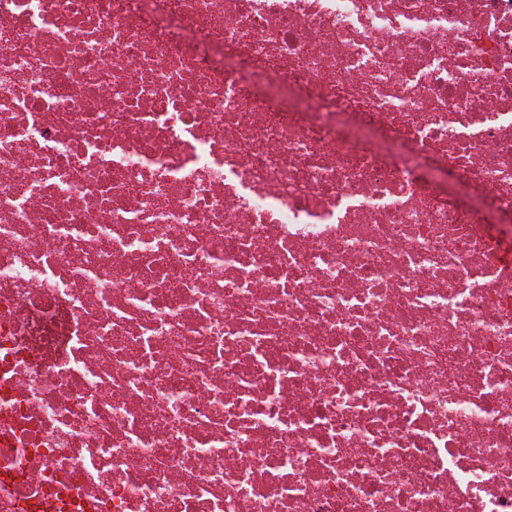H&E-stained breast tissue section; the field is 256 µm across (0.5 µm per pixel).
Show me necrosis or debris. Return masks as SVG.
<instances>
[{"mask_svg": "<svg viewBox=\"0 0 512 512\" xmlns=\"http://www.w3.org/2000/svg\"><path fill=\"white\" fill-rule=\"evenodd\" d=\"M0 512H512V0H0Z\"/></svg>", "mask_w": 512, "mask_h": 512, "instance_id": "obj_1", "label": "necrosis or debris"}]
</instances>
